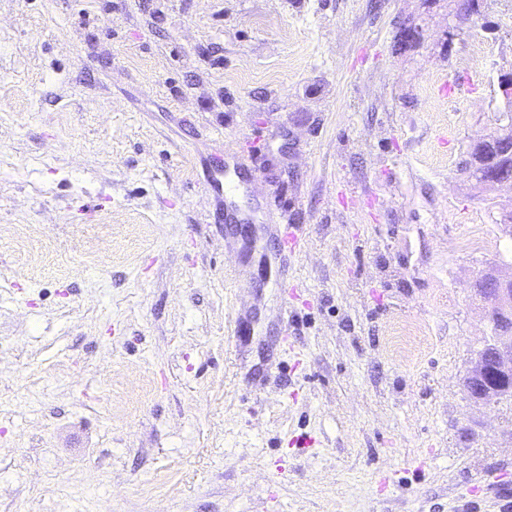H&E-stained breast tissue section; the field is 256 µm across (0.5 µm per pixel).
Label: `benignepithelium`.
<instances>
[{
    "label": "benign epithelium",
    "mask_w": 512,
    "mask_h": 512,
    "mask_svg": "<svg viewBox=\"0 0 512 512\" xmlns=\"http://www.w3.org/2000/svg\"><path fill=\"white\" fill-rule=\"evenodd\" d=\"M483 16V0H472L470 7L448 16L441 45L452 50L463 26ZM403 41L421 45L425 41L424 29L414 23L402 27ZM503 168L480 169L476 166L459 168V176L466 180L476 178L492 191L512 189V146L503 154ZM471 288L484 301V319L492 337L478 351L474 364L464 379V389L470 398L482 405H491L512 396V278L487 272L474 280Z\"/></svg>",
    "instance_id": "7a95c632"
}]
</instances>
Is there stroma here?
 <instances>
[{
    "label": "stroma",
    "instance_id": "35a3bbf8",
    "mask_svg": "<svg viewBox=\"0 0 512 512\" xmlns=\"http://www.w3.org/2000/svg\"><path fill=\"white\" fill-rule=\"evenodd\" d=\"M447 15L0 0V512H495L512 401L462 382L512 191L457 167L503 108L512 0L448 53ZM228 147L246 226L208 220Z\"/></svg>",
    "mask_w": 512,
    "mask_h": 512
}]
</instances>
